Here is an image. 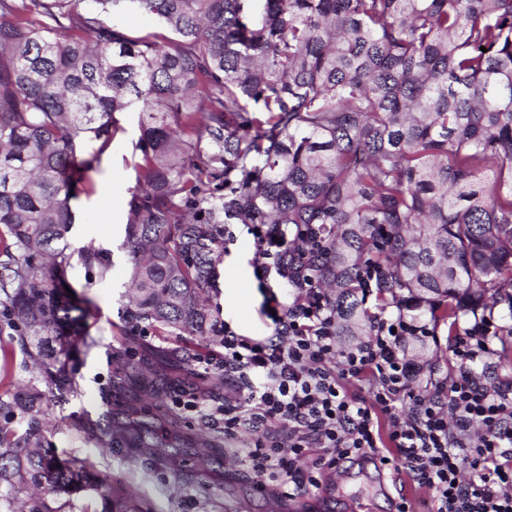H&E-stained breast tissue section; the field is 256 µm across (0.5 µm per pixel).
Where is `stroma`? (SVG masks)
<instances>
[{"instance_id":"stroma-1","label":"stroma","mask_w":512,"mask_h":512,"mask_svg":"<svg viewBox=\"0 0 512 512\" xmlns=\"http://www.w3.org/2000/svg\"><path fill=\"white\" fill-rule=\"evenodd\" d=\"M119 131L110 147L87 174L86 192L74 200L76 222L68 237L75 249L94 245L110 254L108 269L97 262L74 259L69 280L87 303L86 330L93 347L72 354L68 367L77 389L59 396L54 386L43 385L44 403L59 422L46 436L52 453L88 461L98 478L111 479L116 492L103 499L92 490L71 496L49 497L55 512H396L400 499L410 501L415 512H427L428 496L414 487L404 474L377 469L363 462L345 464L342 471H316L318 486L289 500L258 490L243 473L237 457L243 439L224 435V417L216 411L224 402V384L207 378L209 393L204 404L207 416L189 410L166 396L176 416L175 425L147 432V445L135 447L118 441L113 447L97 444L91 423L103 415L126 422L124 401H112L111 382L118 370L114 351L127 343L130 359L152 375H184V344L205 353L201 340L185 341L179 335L159 336L140 330L125 314L128 270L121 247L127 201L136 186V166L142 154L137 147L138 115L120 114ZM236 241L222 251L216 267V288L210 293L213 315L229 322L245 336L271 332L261 316L262 290L253 275V239L245 225L235 228ZM436 339L411 344L409 352L425 373L446 376L454 362L446 336L448 327L436 324ZM0 317V343L8 352L9 375L0 381V395L20 391L36 368ZM164 447H156L157 438Z\"/></svg>"}]
</instances>
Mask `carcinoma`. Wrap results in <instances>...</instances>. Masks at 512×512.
<instances>
[{"label":"carcinoma","instance_id":"obj_1","mask_svg":"<svg viewBox=\"0 0 512 512\" xmlns=\"http://www.w3.org/2000/svg\"><path fill=\"white\" fill-rule=\"evenodd\" d=\"M122 2L0 0V295L39 371L0 396V484L27 512H53L31 488L112 498L42 447L41 384L76 390L71 200L118 113H138L142 151L128 321L224 346L204 297L226 224L317 239L339 336L371 332L368 270L382 305L411 299L450 332L490 303L512 316V0H131L165 27L152 38L108 20ZM112 387L153 390L125 370Z\"/></svg>","mask_w":512,"mask_h":512}]
</instances>
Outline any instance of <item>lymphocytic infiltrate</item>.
<instances>
[{
    "label": "lymphocytic infiltrate",
    "mask_w": 512,
    "mask_h": 512,
    "mask_svg": "<svg viewBox=\"0 0 512 512\" xmlns=\"http://www.w3.org/2000/svg\"><path fill=\"white\" fill-rule=\"evenodd\" d=\"M248 230L273 333L252 338L225 327L230 393L221 413L225 436L245 439L238 463L257 487L279 479L294 498L315 485L314 470L364 459L404 472L429 492L434 512H512V380L492 372V317L453 336L452 376L419 389L423 368L407 344L434 337L426 320L380 306L370 336L340 346L323 289L286 257L297 236L284 224ZM402 404L408 416L399 415Z\"/></svg>",
    "instance_id": "obj_1"
}]
</instances>
